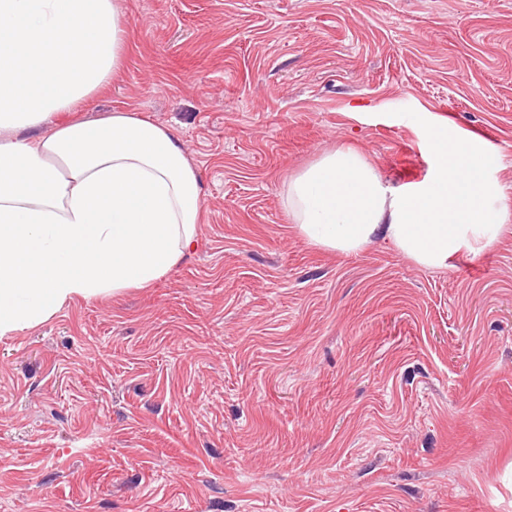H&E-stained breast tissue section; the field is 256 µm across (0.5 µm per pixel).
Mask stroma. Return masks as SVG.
<instances>
[{
    "label": "stroma",
    "instance_id": "35a3bbf8",
    "mask_svg": "<svg viewBox=\"0 0 512 512\" xmlns=\"http://www.w3.org/2000/svg\"><path fill=\"white\" fill-rule=\"evenodd\" d=\"M119 5L79 117L172 129L197 246L0 337V512H512V221L426 268L313 246L285 201L339 148L422 185L445 126L512 210V0Z\"/></svg>",
    "mask_w": 512,
    "mask_h": 512
}]
</instances>
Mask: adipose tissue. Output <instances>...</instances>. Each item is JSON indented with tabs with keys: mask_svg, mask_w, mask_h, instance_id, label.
I'll return each mask as SVG.
<instances>
[{
	"mask_svg": "<svg viewBox=\"0 0 512 512\" xmlns=\"http://www.w3.org/2000/svg\"><path fill=\"white\" fill-rule=\"evenodd\" d=\"M124 34L117 0H0V336L148 287L196 245L199 179L170 129L71 118L120 68ZM430 147L434 177L402 192L356 151L324 154L288 183L292 224L345 253L381 235L428 268L491 246L512 220L491 154L443 127Z\"/></svg>",
	"mask_w": 512,
	"mask_h": 512,
	"instance_id": "adipose-tissue-1",
	"label": "adipose tissue"
}]
</instances>
